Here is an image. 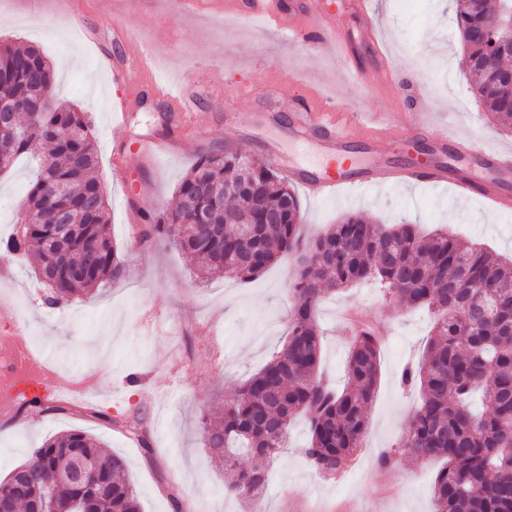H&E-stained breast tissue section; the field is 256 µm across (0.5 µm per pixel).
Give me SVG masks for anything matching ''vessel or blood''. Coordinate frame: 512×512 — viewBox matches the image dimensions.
<instances>
[{"label": "vessel or blood", "mask_w": 512, "mask_h": 512, "mask_svg": "<svg viewBox=\"0 0 512 512\" xmlns=\"http://www.w3.org/2000/svg\"><path fill=\"white\" fill-rule=\"evenodd\" d=\"M342 6L350 15L361 19L359 38L336 31L331 0H310L308 7L299 13V22L290 27V34L334 42L337 55L352 62L355 71H362L365 63L369 62L375 71L386 72L387 59L378 50L381 40L375 26L371 0H343ZM125 40L132 49L131 65L114 71L113 79L132 84H149L172 111L190 115L196 100L188 94L186 85L172 88L160 82L145 67L144 59L148 50L138 42L136 34L126 33ZM432 108V97L422 94L414 104L389 113L384 125L363 130L344 120L335 107L306 103L303 111L294 113L292 124L301 134L321 142L323 168L314 178L308 177L306 168L300 165L288 166L285 174L291 183L301 186L315 199H332L351 189H389L401 185L429 188L448 186L461 197L483 199L494 211L511 212L512 192L504 190L498 183L477 179L469 171L453 168L447 163L446 157L462 148L479 159L484 168L510 173L512 154L487 150L474 144L465 146L457 137L433 136L428 120ZM398 124L410 126L416 135L432 136L435 160L421 165H389L386 158L394 153L395 145L388 132L390 127ZM358 139L366 141L372 152L383 154V161L361 164L349 162L350 147Z\"/></svg>", "instance_id": "1"}]
</instances>
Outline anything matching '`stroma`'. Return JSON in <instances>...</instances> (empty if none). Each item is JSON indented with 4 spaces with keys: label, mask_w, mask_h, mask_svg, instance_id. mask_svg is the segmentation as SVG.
<instances>
[{
    "label": "stroma",
    "mask_w": 512,
    "mask_h": 512,
    "mask_svg": "<svg viewBox=\"0 0 512 512\" xmlns=\"http://www.w3.org/2000/svg\"><path fill=\"white\" fill-rule=\"evenodd\" d=\"M150 2V8L116 16L112 0H0V41L39 48L56 67V102L76 104L91 117L98 177L123 265L117 280L52 308L32 267L0 260V345L17 319L28 322L35 352L55 364L51 398L60 407L55 414L29 408L0 421V477L48 439L82 430L125 459L142 512H175L177 498L191 504V512H434L431 487L442 460L396 451L420 400L398 378L407 361L421 356L431 318L424 309H402L371 282L337 293L317 316L322 366L336 387L346 383V313L380 338V377L361 448L335 475L320 476L302 453L308 431L299 416L262 493L245 502L226 492L231 476L204 444V421L282 347L296 304L290 288L295 261H280L248 283L223 276L202 282L175 247L132 239L130 223L173 208L177 184L207 152L232 147L260 159L275 153L286 164H317V145L300 141L271 92L276 84L298 82L300 96L334 99L367 124L391 111L395 99L379 73L353 75L325 43L299 41L254 17L215 18L202 4L181 13L171 0ZM374 6L392 81L434 96L435 133L512 152V133L490 123L459 66L463 50L449 0H374ZM129 30L153 47L161 78L174 84L193 74L197 106L191 118L168 114L157 100L133 108L127 127L113 125L111 113L137 89L113 83L102 60L126 62L123 35ZM221 85L244 88L235 109L225 110L217 96ZM145 133L177 140L180 149L142 157L136 139ZM116 139L127 147L118 173L112 167ZM32 176L23 161L0 174V238L11 232ZM299 200L308 240L359 213L380 224L406 220L427 233L445 228L512 257V214L495 213L450 188L357 190L327 200L303 193ZM83 378L91 381L89 399L66 400L69 384ZM101 411L116 416L117 424L99 420ZM133 421L148 429L151 451L131 438ZM386 450L393 460L379 465Z\"/></svg>",
    "instance_id": "1"
}]
</instances>
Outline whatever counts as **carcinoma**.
Listing matches in <instances>:
<instances>
[{
  "mask_svg": "<svg viewBox=\"0 0 512 512\" xmlns=\"http://www.w3.org/2000/svg\"><path fill=\"white\" fill-rule=\"evenodd\" d=\"M453 6L471 84L488 116L512 131V46L480 36L482 25L512 12V0H453ZM1 69L5 99L30 94L36 81L53 89V66L35 47L0 43ZM17 125L30 134L18 141L4 168L34 157L39 141L50 153L37 159L27 207L12 233L0 238V253L46 276V304L60 308L78 290L122 270L108 200L95 175L93 127L86 113L61 103L52 112H27ZM45 180L62 184L55 206L66 209L73 223L58 255L47 247L54 229L41 190ZM176 197L174 209L145 215V236L177 246L198 264L201 280L216 274L248 280L295 252L308 258L292 279L298 304L288 339L205 427L207 445L222 451L224 468L234 472L230 494L250 499L261 492L268 466L288 448L297 415L308 426L303 454L319 475H334L360 447L379 379V339L366 327L351 334L347 382L337 389L320 372L317 312L325 296L372 281L401 307L425 308L432 316L420 361L401 373V383L419 388L422 402L399 448L416 460H443L433 484L435 512H512V259L447 233L423 235L416 224H372L361 215H348L305 243L297 224L299 200L288 180L258 158L244 167L237 150L201 155ZM186 201L208 211L212 223H194ZM475 393L485 405L481 413L469 405ZM242 456L251 459L244 469L238 468ZM125 469L121 457L72 430L34 449L0 480V492L12 491L27 471L37 481L28 484L20 512H31L45 481L55 490L58 512H70L75 499L89 495L96 496L93 512H141Z\"/></svg>",
  "mask_w": 512,
  "mask_h": 512,
  "instance_id": "cac0c4a2",
  "label": "carcinoma"
}]
</instances>
